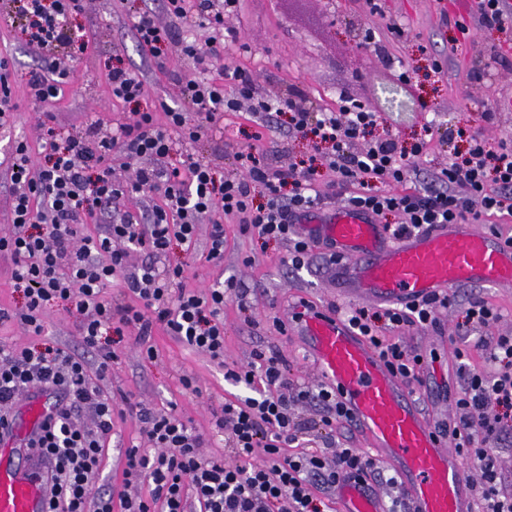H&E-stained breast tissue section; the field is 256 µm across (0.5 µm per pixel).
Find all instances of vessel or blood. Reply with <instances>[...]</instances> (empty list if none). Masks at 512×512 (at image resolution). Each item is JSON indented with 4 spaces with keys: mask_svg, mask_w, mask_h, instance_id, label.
<instances>
[{
    "mask_svg": "<svg viewBox=\"0 0 512 512\" xmlns=\"http://www.w3.org/2000/svg\"><path fill=\"white\" fill-rule=\"evenodd\" d=\"M299 229L334 245L336 278L349 298L395 305L467 284L512 289V244L475 224H436L397 241L371 215L336 207L314 211ZM291 331L370 448L393 470L407 512H472V476L461 452L427 420L411 387L370 343L316 306H297ZM46 411L41 401H27L25 423L0 431V512L50 510L47 476L24 446ZM338 495L346 512L387 510L378 493L354 483Z\"/></svg>",
    "mask_w": 512,
    "mask_h": 512,
    "instance_id": "vessel-or-blood-1",
    "label": "vessel or blood"
}]
</instances>
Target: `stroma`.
Here are the masks:
<instances>
[{
  "label": "stroma",
  "instance_id": "stroma-1",
  "mask_svg": "<svg viewBox=\"0 0 512 512\" xmlns=\"http://www.w3.org/2000/svg\"><path fill=\"white\" fill-rule=\"evenodd\" d=\"M473 0H239L226 13L224 24L236 29L240 40L226 46L222 60L207 74L208 80L226 81L234 71L249 75L252 100L242 101L239 110L225 112L218 127L208 131L192 146L176 145L169 157L178 163L185 151L195 152L211 163L218 176L234 172V154L261 132L260 147L270 167L280 168L308 155V141L280 116L272 127L261 128L262 118L251 110L253 100L301 97L305 108L324 112L338 108L342 98L373 108L380 115L376 136L387 135L404 143L429 138L426 162L420 171L428 177L445 167L450 148H464L458 129L482 130L486 137H512V36L480 27L472 18ZM467 18L473 43L455 46L459 32L452 16ZM74 24L89 40L87 54L76 60L74 72L54 111L61 136L81 130L86 122L101 119L109 126L125 122L131 107L107 93L101 67L105 60L135 71L152 87L149 105L173 108L182 102L173 82L146 61L132 29V19L120 0H90L85 14ZM386 49L385 56L360 48L365 30ZM0 57L8 59L12 96L17 105L9 122L0 127V173L11 160L16 141L38 148V118L41 111L28 94L26 75L41 60L26 46L20 32L0 29ZM443 59L442 72L432 70L435 59ZM409 70L410 82L398 75ZM502 107L491 123H483L482 112L492 102ZM208 223L197 226L194 258L186 284L208 288L234 279L238 288L249 291L247 304L227 299L224 304V360L193 350L162 329L149 339L156 356L146 360L133 333L111 342L118 359L101 387L114 398L130 394L153 412H170L189 421L203 433V457L221 455L225 433L216 427L213 408L224 400L245 398L252 391L224 379V364L248 363L254 350L278 349L287 355L299 380L317 381L318 375L292 334L279 333L274 320L289 321L292 307L308 300L329 308L348 306L339 294L332 266L314 254L308 268L293 271L281 260L288 254L285 241L257 242L240 234L234 219H226L224 261L206 259ZM487 300L502 313L493 334H512V293L484 285L460 287L450 306L439 309L436 326L412 327L402 331L403 341L430 359L428 377L422 381L419 407L440 424L456 417L453 399L462 385L454 353L467 347L469 366L484 362V349L465 346L456 333L464 320L470 297ZM79 316L63 304L48 308L41 335H34L16 322L0 323V344L16 349L61 348L79 354L83 347L77 334ZM192 378L195 389H187L183 378ZM145 425L138 417L115 419L106 442V458L95 483L96 489L127 490L133 497H148L151 486L141 482L123 486V451L132 444H145Z\"/></svg>",
  "mask_w": 512,
  "mask_h": 512
}]
</instances>
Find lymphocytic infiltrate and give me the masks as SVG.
Returning <instances> with one entry per match:
<instances>
[{
    "instance_id": "f902f5d3",
    "label": "lymphocytic infiltrate",
    "mask_w": 512,
    "mask_h": 512,
    "mask_svg": "<svg viewBox=\"0 0 512 512\" xmlns=\"http://www.w3.org/2000/svg\"><path fill=\"white\" fill-rule=\"evenodd\" d=\"M88 0H8L11 27L44 62L28 73L26 87L37 102L53 104L62 93V59H79L89 43L76 39L67 25L70 16L85 11ZM237 0H166L167 14L191 27L210 30L205 41L176 40L149 9L132 12L133 30L143 54L155 67L170 74L182 108L141 109L151 89L128 69L105 64L104 76L113 98L132 104L128 122L109 129L93 122L75 134L60 136L54 113L39 119V154L18 142L0 186L9 200L12 229L0 236V254L11 258V280L24 299L21 308H0V322L15 321L34 334L44 330L43 316L55 302H65L83 315L79 334L94 352L96 366L84 357L51 346L17 350L0 345V427L9 425L13 406L30 390L54 394L52 411L29 446L44 465L53 484L51 512H325L314 489L337 487L361 476H376L374 460L357 448H338L333 463L318 449L291 453L306 429L318 430L334 441L337 425L348 412L323 382L300 383L288 358L278 350H255L244 365L225 364L224 377L248 386L263 382L258 397L225 401L216 414L218 425L231 435L222 455L203 458L200 434L174 414L154 413L131 397L112 400L99 386L116 360L108 347V333L132 329L147 358L146 343L154 328H162L187 346L218 361L224 358V303L238 296L235 282L204 290L187 288V264L179 262L157 272L150 264L129 269L130 247L159 257L172 245L193 248L198 224L210 225V260L224 257V219L237 218L242 234L264 241L289 243L286 263L300 270L308 266L313 242L296 234L302 212L323 201L320 183L343 206L359 208L382 219L391 213L402 220L387 225L396 239L426 231L434 224L469 220L485 223L491 217H512V139L487 138L469 132L466 151L455 153L431 182L415 185L426 141L404 145L388 136L373 137L379 115L358 104L331 112H311L292 101L267 99L257 105L264 114L287 113L289 124L311 143L303 161L281 168L267 165L263 151L249 145L234 155L235 177H217L214 169L194 154L169 164L174 140L192 144L205 124L236 110L248 96L251 79L234 75L232 93L205 81L204 75L224 54L225 43L236 42L235 29L225 28L224 14ZM191 61L192 73L173 70L174 58ZM197 123H190L189 114ZM126 170L118 178L117 170ZM262 189L265 200L255 203ZM151 197V207L134 213L125 205ZM106 223L105 234L86 227ZM128 290L119 302L106 297L112 283ZM448 298H429L400 307L371 310L349 307L342 316L409 383L418 381L426 361L403 344L402 330L432 326L436 311ZM464 386L455 399L458 417L440 425L455 440L477 471L473 481L476 512H512V491L503 485L495 443L512 434V336L494 337L481 368H462ZM293 403L318 407L308 424L294 422ZM92 412L91 425L78 424L80 409ZM137 415L147 425L150 449L133 445L124 452L125 485L148 481L149 497L114 496L112 490L93 491L112 434L115 418Z\"/></svg>"
}]
</instances>
